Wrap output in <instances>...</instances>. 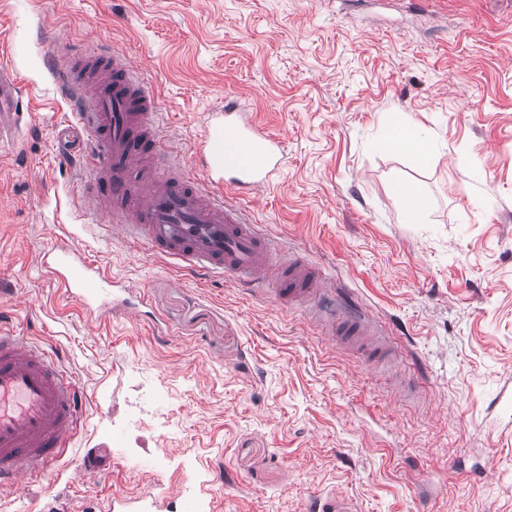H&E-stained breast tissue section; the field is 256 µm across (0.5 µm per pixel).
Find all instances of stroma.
<instances>
[{"label": "stroma", "mask_w": 512, "mask_h": 512, "mask_svg": "<svg viewBox=\"0 0 512 512\" xmlns=\"http://www.w3.org/2000/svg\"><path fill=\"white\" fill-rule=\"evenodd\" d=\"M94 42L142 68L182 159L227 91L283 139L255 221L393 363L85 214L46 56ZM0 65L21 86L0 136V317L62 348L88 394L71 452L0 489V512H183L189 491L205 512H512V0H0ZM399 116L428 163L380 149ZM57 224L133 286L139 320L91 327L63 297L39 262ZM101 446L111 472L81 474Z\"/></svg>", "instance_id": "stroma-1"}]
</instances>
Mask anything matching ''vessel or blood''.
<instances>
[{"label":"vessel or blood","mask_w":512,"mask_h":512,"mask_svg":"<svg viewBox=\"0 0 512 512\" xmlns=\"http://www.w3.org/2000/svg\"><path fill=\"white\" fill-rule=\"evenodd\" d=\"M48 64L73 119L91 138L83 156L95 174L79 192L108 234L189 270L258 286L274 282L286 306L313 304L349 344H372L363 311L337 307L319 269L262 236L227 194L257 199L285 163L279 138L263 132L225 92L212 111L192 165L173 164L175 150L156 130V95L119 53L49 55ZM16 84L0 69V134L15 126ZM63 294L89 313L115 309V281L87 262L66 236L41 257ZM62 354L29 342L0 323V487H13L61 458L84 418L85 393L60 365Z\"/></svg>","instance_id":"vessel-or-blood-1"}]
</instances>
